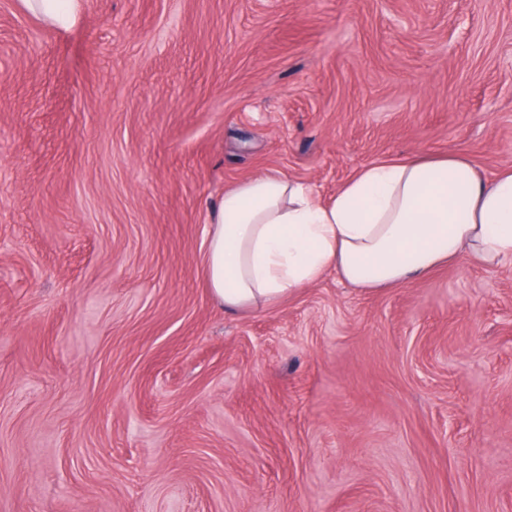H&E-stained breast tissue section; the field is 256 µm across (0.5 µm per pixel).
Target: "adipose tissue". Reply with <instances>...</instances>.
Returning a JSON list of instances; mask_svg holds the SVG:
<instances>
[{"mask_svg": "<svg viewBox=\"0 0 512 512\" xmlns=\"http://www.w3.org/2000/svg\"><path fill=\"white\" fill-rule=\"evenodd\" d=\"M469 258H512V167L484 179L459 155L360 170L329 202L277 172L226 190L210 219L201 273L230 313H258L336 273L361 292L424 278Z\"/></svg>", "mask_w": 512, "mask_h": 512, "instance_id": "adipose-tissue-1", "label": "adipose tissue"}]
</instances>
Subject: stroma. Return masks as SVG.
<instances>
[{
	"mask_svg": "<svg viewBox=\"0 0 512 512\" xmlns=\"http://www.w3.org/2000/svg\"><path fill=\"white\" fill-rule=\"evenodd\" d=\"M512 160V0H0V512H512V260L256 314L200 273L268 171ZM32 11L57 25L68 28L75 18L79 0H23Z\"/></svg>",
	"mask_w": 512,
	"mask_h": 512,
	"instance_id": "1",
	"label": "stroma"
}]
</instances>
